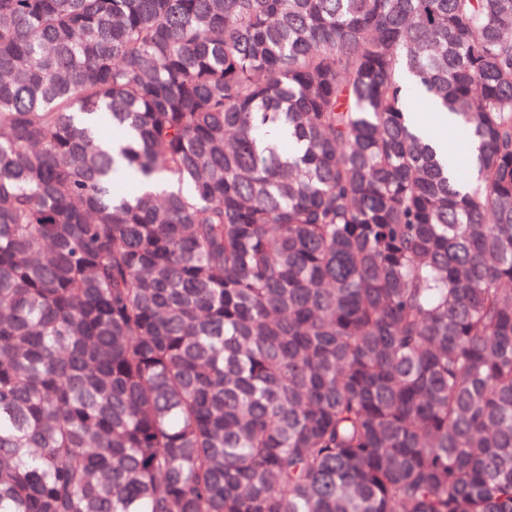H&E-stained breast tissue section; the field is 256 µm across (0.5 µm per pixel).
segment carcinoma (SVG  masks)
I'll return each instance as SVG.
<instances>
[{"instance_id":"cac0c4a2","label":"carcinoma","mask_w":512,"mask_h":512,"mask_svg":"<svg viewBox=\"0 0 512 512\" xmlns=\"http://www.w3.org/2000/svg\"><path fill=\"white\" fill-rule=\"evenodd\" d=\"M0 512H512V0H0Z\"/></svg>"}]
</instances>
